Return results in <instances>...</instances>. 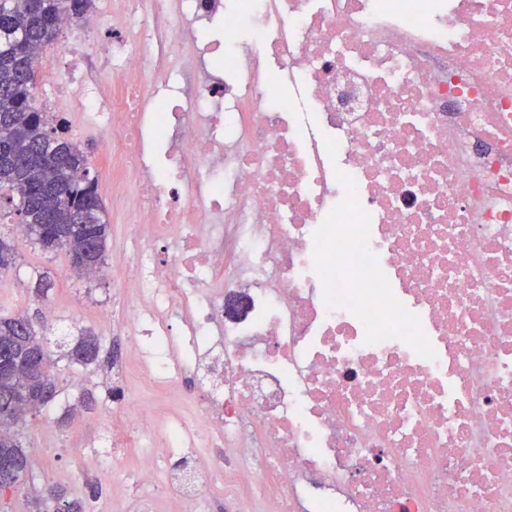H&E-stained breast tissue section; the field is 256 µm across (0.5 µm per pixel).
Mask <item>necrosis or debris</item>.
Listing matches in <instances>:
<instances>
[{"mask_svg": "<svg viewBox=\"0 0 512 512\" xmlns=\"http://www.w3.org/2000/svg\"><path fill=\"white\" fill-rule=\"evenodd\" d=\"M96 7L37 107L79 97L137 227L98 319L129 353L113 446L150 461L131 495L86 455L120 489L97 512H210L217 483L226 512H512V0ZM132 367L190 411L127 396Z\"/></svg>", "mask_w": 512, "mask_h": 512, "instance_id": "4bbe7bcc", "label": "necrosis or debris"}]
</instances>
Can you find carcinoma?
I'll return each mask as SVG.
<instances>
[{
    "label": "carcinoma",
    "mask_w": 512,
    "mask_h": 512,
    "mask_svg": "<svg viewBox=\"0 0 512 512\" xmlns=\"http://www.w3.org/2000/svg\"><path fill=\"white\" fill-rule=\"evenodd\" d=\"M93 0H0V189L6 190L8 214L23 218L26 235L43 250L63 249L78 274L81 258L97 249L105 264L109 224L90 176L84 152L69 136L46 128L35 107L39 58L67 20L82 17ZM65 160L50 168L36 159L41 152ZM81 213L85 223H74ZM16 265V252L0 236V274ZM99 340L79 338L70 357L90 364L98 358ZM52 359L32 320L18 313L0 319V494L17 490L29 469L19 434L30 415L58 395ZM48 499L33 498V512H47V500L60 502L53 488ZM65 501V500H63ZM57 512H86V502L67 500Z\"/></svg>",
    "instance_id": "carcinoma-1"
}]
</instances>
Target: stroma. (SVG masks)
Wrapping results in <instances>:
<instances>
[{
  "label": "stroma",
  "instance_id": "obj_1",
  "mask_svg": "<svg viewBox=\"0 0 512 512\" xmlns=\"http://www.w3.org/2000/svg\"><path fill=\"white\" fill-rule=\"evenodd\" d=\"M0 232L9 235L17 252L15 267L0 276V317L26 312L44 324L48 339L63 335L73 340L87 330L100 343L95 363L83 365L66 357L56 363V400L29 418L21 432L30 456L27 490L1 496L0 512H30L28 494L50 486L67 498H82L96 506L112 498L114 488L110 480L86 474L83 458L91 448L112 450V362L127 356L123 338L98 321L100 307L112 303V280L76 276L64 251H43L18 233L16 220H0ZM40 275L46 276L51 288L38 299L33 289ZM49 304L56 309L51 318L45 314Z\"/></svg>",
  "mask_w": 512,
  "mask_h": 512
}]
</instances>
